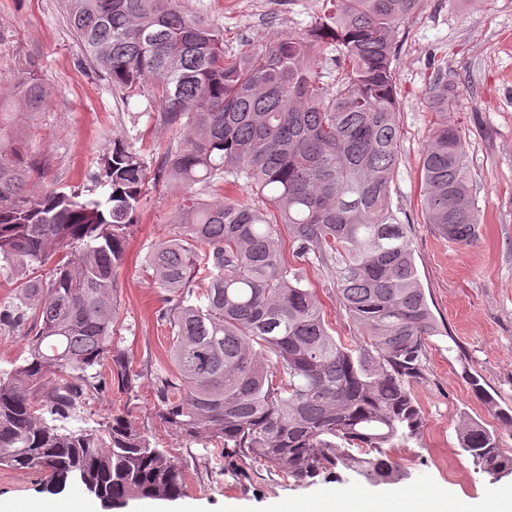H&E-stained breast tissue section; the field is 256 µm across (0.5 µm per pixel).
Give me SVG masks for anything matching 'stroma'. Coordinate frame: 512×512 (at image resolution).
<instances>
[{
	"instance_id": "1",
	"label": "stroma",
	"mask_w": 512,
	"mask_h": 512,
	"mask_svg": "<svg viewBox=\"0 0 512 512\" xmlns=\"http://www.w3.org/2000/svg\"><path fill=\"white\" fill-rule=\"evenodd\" d=\"M183 6L224 30V49L261 48L276 38L302 35L321 14L322 0H181ZM39 63L49 91L44 109L13 110L9 119L29 151L49 164L43 183L84 198L104 189L98 179L112 141L124 138L148 166L177 144L180 133L161 119V104L150 94L132 97L113 86L84 58L66 18L65 0H0V80L25 58ZM448 66L456 86L448 121L461 132L473 180V199L482 235L461 246L427 224L420 205L419 161L435 115L427 107L435 65ZM400 120V156L391 185L394 211L405 224L427 301L446 335L427 340L423 371L406 387L420 409L423 426L407 447L391 449L406 473L399 484L375 483L330 471L299 482L252 460L226 461L221 445L171 435L158 417L152 378L143 374L169 367L170 330L159 314L165 294L145 267V256L174 230V213L184 196L212 198V188L176 187L149 180L138 220L131 229L120 270L115 343L140 371L138 392L91 393L65 427L93 428L113 412L130 409L145 434L167 449L181 469L182 495L164 501L166 512H273L288 502H317L326 486L363 490L384 497L419 484L475 502L492 489H512V476L474 466L460 448L458 426L473 420L495 430L512 454V426L488 410L464 378L477 374L501 408L512 410V0H423L401 23L392 63ZM335 336L348 344L358 332L336 294L331 269L308 271ZM39 475L0 468V504L23 512L29 503H61L80 492L40 491Z\"/></svg>"
}]
</instances>
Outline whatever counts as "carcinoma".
Returning <instances> with one entry per match:
<instances>
[{"label":"carcinoma","instance_id":"carcinoma-1","mask_svg":"<svg viewBox=\"0 0 512 512\" xmlns=\"http://www.w3.org/2000/svg\"><path fill=\"white\" fill-rule=\"evenodd\" d=\"M422 0H323L302 36L236 55L224 30L180 0H67L85 58L112 84L152 85L164 124L181 131L155 177L224 183V194L184 199L173 235L146 263L167 293L174 371L153 372L158 417L173 435L224 445V458L259 460L305 481L327 469L366 480L401 477L388 449L419 433L406 381L421 375L426 339L443 331L421 284L405 225L391 204L400 130L392 61L400 24ZM340 57L332 86L317 49ZM29 58L10 77L18 107L42 110L48 93ZM454 85L435 67V127L420 160L427 223L468 245L478 214L463 140L448 124ZM0 121V272L18 282L0 326L29 325L28 356L0 372V467L45 475L46 490L92 486L111 508L132 498L175 499L182 474L135 417L118 412L89 430L54 424L106 381L135 391L136 373L114 344L118 276L148 175L123 139L100 172L103 197L39 185L42 163ZM292 243L288 264L281 231ZM52 274L39 275L54 257ZM326 266L362 340L337 339L306 276ZM108 366L109 379L90 370ZM465 379L512 424L480 379ZM461 449L474 465L512 475L495 431L465 421Z\"/></svg>","mask_w":512,"mask_h":512}]
</instances>
